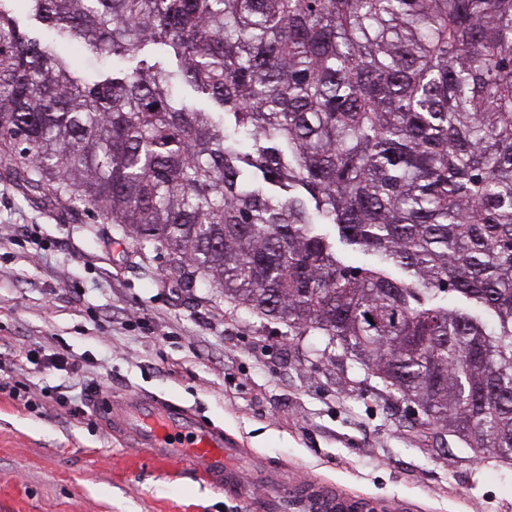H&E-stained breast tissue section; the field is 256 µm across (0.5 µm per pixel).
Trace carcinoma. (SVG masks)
<instances>
[{"instance_id": "obj_1", "label": "carcinoma", "mask_w": 512, "mask_h": 512, "mask_svg": "<svg viewBox=\"0 0 512 512\" xmlns=\"http://www.w3.org/2000/svg\"><path fill=\"white\" fill-rule=\"evenodd\" d=\"M16 2L0 168L19 190L165 247L184 287L319 333L420 424L512 463V0H23L44 37ZM71 43L172 67L89 83Z\"/></svg>"}]
</instances>
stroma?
<instances>
[{
	"label": "stroma",
	"mask_w": 512,
	"mask_h": 512,
	"mask_svg": "<svg viewBox=\"0 0 512 512\" xmlns=\"http://www.w3.org/2000/svg\"><path fill=\"white\" fill-rule=\"evenodd\" d=\"M0 175V512H296L153 464L95 418L113 400H174L273 466L387 512H512V465L415 426L399 399L314 333L182 287L170 252L66 216ZM61 353L71 369L26 362Z\"/></svg>",
	"instance_id": "stroma-1"
}]
</instances>
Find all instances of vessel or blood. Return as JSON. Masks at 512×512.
<instances>
[{
    "mask_svg": "<svg viewBox=\"0 0 512 512\" xmlns=\"http://www.w3.org/2000/svg\"><path fill=\"white\" fill-rule=\"evenodd\" d=\"M98 420L131 451L157 463L185 460L210 486L238 496L261 487L294 502L298 512H366V503L315 479H293L258 458H245L223 429L191 409L147 394L125 398L120 407L96 399Z\"/></svg>",
    "mask_w": 512,
    "mask_h": 512,
    "instance_id": "1",
    "label": "vessel or blood"
}]
</instances>
